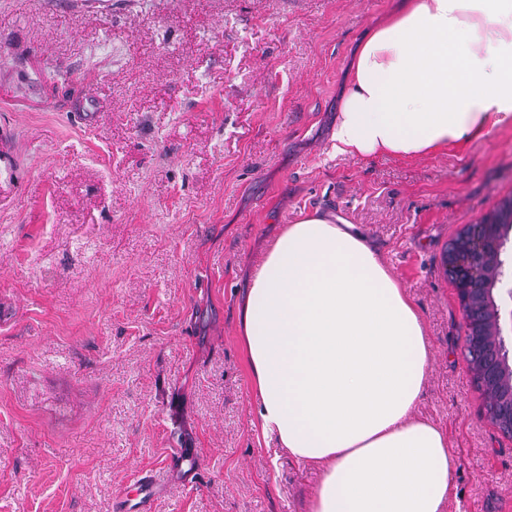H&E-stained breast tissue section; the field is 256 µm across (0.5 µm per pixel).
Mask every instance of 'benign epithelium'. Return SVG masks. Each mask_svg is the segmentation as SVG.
Masks as SVG:
<instances>
[{
  "label": "benign epithelium",
  "mask_w": 512,
  "mask_h": 512,
  "mask_svg": "<svg viewBox=\"0 0 512 512\" xmlns=\"http://www.w3.org/2000/svg\"><path fill=\"white\" fill-rule=\"evenodd\" d=\"M511 238L512 225L497 223L494 212L490 211L457 233L445 258L448 277L458 289L465 324L471 325L474 319L473 299H485L493 312L496 347L500 349L507 347V340L512 337V310L503 315L495 298V291L504 288L512 299V286H508L505 262L502 261ZM493 256L500 260V264L496 276L487 282L484 265Z\"/></svg>",
  "instance_id": "7a95c632"
}]
</instances>
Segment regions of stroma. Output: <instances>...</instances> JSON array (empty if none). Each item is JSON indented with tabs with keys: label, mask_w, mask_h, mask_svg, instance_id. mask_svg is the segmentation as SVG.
<instances>
[{
	"label": "stroma",
	"mask_w": 512,
	"mask_h": 512,
	"mask_svg": "<svg viewBox=\"0 0 512 512\" xmlns=\"http://www.w3.org/2000/svg\"><path fill=\"white\" fill-rule=\"evenodd\" d=\"M401 0H0V512H303L254 426L241 297L273 234L359 225L419 311L449 512H512L444 255L512 197V129L366 159L331 135Z\"/></svg>",
	"instance_id": "obj_1"
}]
</instances>
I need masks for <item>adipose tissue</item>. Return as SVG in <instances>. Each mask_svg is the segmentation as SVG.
Listing matches in <instances>:
<instances>
[{
    "mask_svg": "<svg viewBox=\"0 0 512 512\" xmlns=\"http://www.w3.org/2000/svg\"><path fill=\"white\" fill-rule=\"evenodd\" d=\"M512 128V0H405L360 44L334 150L350 158L459 150ZM238 333L256 424L319 482L307 512H445L457 464L418 418L422 318L356 225L312 212L250 276Z\"/></svg>",
    "mask_w": 512,
    "mask_h": 512,
    "instance_id": "adipose-tissue-1",
    "label": "adipose tissue"
}]
</instances>
